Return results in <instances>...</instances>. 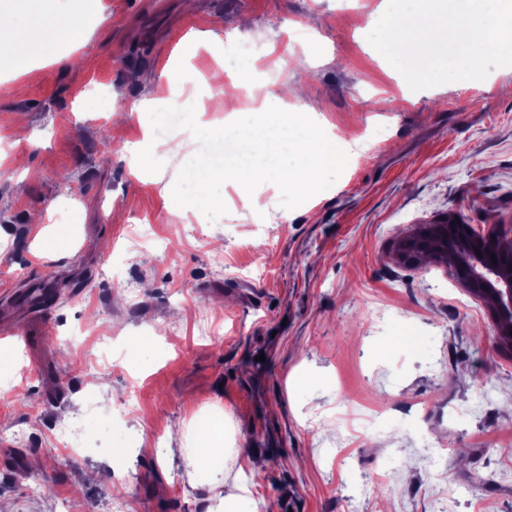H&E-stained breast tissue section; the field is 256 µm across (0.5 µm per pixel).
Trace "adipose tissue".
<instances>
[{"label":"adipose tissue","instance_id":"obj_1","mask_svg":"<svg viewBox=\"0 0 512 512\" xmlns=\"http://www.w3.org/2000/svg\"><path fill=\"white\" fill-rule=\"evenodd\" d=\"M81 21L58 20L54 18L33 21L26 29L9 27L8 35L12 40L27 42L29 49L25 53L0 51V71L16 75L28 72L35 61L69 63L73 57V48L83 45L92 33V23L102 20L101 0H81ZM280 96H293L296 99L294 112H272L268 115V124L282 141H289L290 131L300 127L305 131L301 147L288 151L285 166L271 168L265 166L250 167L248 174L252 181L271 180L293 183L313 177L322 166L336 164L343 159L344 147L334 137L326 135L322 121L315 115L304 97L298 96L289 78H282L279 86ZM206 445L195 450L183 449L182 454L193 475L200 484L212 482L216 472L226 467L229 459L236 458L243 464L253 465V458L243 450H233L224 445V422L217 419L200 428Z\"/></svg>","mask_w":512,"mask_h":512}]
</instances>
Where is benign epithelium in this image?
Segmentation results:
<instances>
[{"label":"benign epithelium","instance_id":"7a95c632","mask_svg":"<svg viewBox=\"0 0 512 512\" xmlns=\"http://www.w3.org/2000/svg\"><path fill=\"white\" fill-rule=\"evenodd\" d=\"M460 225L455 216L434 224H417L398 242L395 257L412 265L434 250H439L443 264L460 275L459 283L475 298L492 295L497 304L494 312L501 329L502 348L512 350V264L497 265L490 252L504 234V225L491 224L486 232L465 240L455 237Z\"/></svg>","mask_w":512,"mask_h":512}]
</instances>
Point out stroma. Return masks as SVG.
<instances>
[{"label":"stroma","instance_id":"1","mask_svg":"<svg viewBox=\"0 0 512 512\" xmlns=\"http://www.w3.org/2000/svg\"><path fill=\"white\" fill-rule=\"evenodd\" d=\"M102 5L81 68L0 72V151L26 159L0 174V502L219 512L223 486H195L181 450L222 416L226 446L262 461L228 477L279 512H512V354L492 310L445 266L392 255L451 214L512 225V73L411 90L367 40L382 0ZM281 44L326 131L363 144L312 183L250 182L284 163L278 139L199 81L243 72L290 111L263 64ZM191 93L209 111L170 127ZM201 178L219 206H185ZM43 285L61 302H20Z\"/></svg>","mask_w":512,"mask_h":512}]
</instances>
